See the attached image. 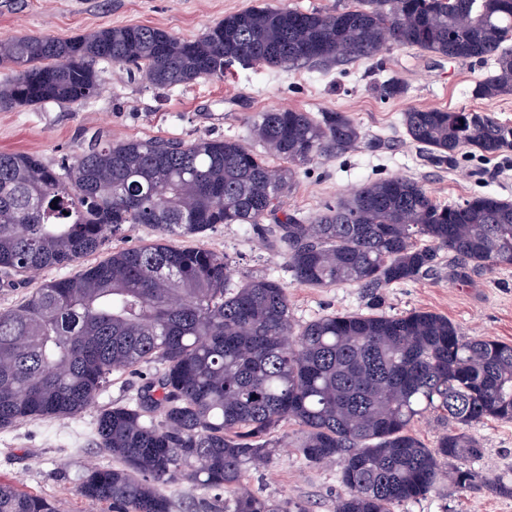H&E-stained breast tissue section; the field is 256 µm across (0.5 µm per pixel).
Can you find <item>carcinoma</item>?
I'll return each mask as SVG.
<instances>
[{
  "mask_svg": "<svg viewBox=\"0 0 512 512\" xmlns=\"http://www.w3.org/2000/svg\"><path fill=\"white\" fill-rule=\"evenodd\" d=\"M511 35L512 0H353L312 12L256 6L194 39L149 25L68 40L1 36L0 66L16 75L0 84V111L83 104L100 88V61L132 65L163 89L220 78L233 63L356 61L392 44L494 59L474 89L494 99L512 94V52L503 49ZM402 123L438 164L465 148L493 156L512 147V126L482 111L414 108ZM251 131L259 151L234 138L98 135L59 168L0 152V280L27 282L136 224L158 231L0 312V429L79 416L112 375L156 365L128 402L96 419L97 443L117 466L87 468L77 491L109 512H171L160 487L180 482L231 493L224 512H305L242 489L279 447L284 421L302 428L295 448L307 462L340 458L335 512H393L435 488L441 462L481 454L470 426L512 420V344L466 338L421 310L332 313L297 327L279 280L233 285L227 257L172 244L216 224L260 230L274 216L293 280L375 295L434 271L441 250L474 267H512V203L480 195L443 205L419 183L390 177L308 224L281 212L295 167L358 146L361 129L343 112L274 108L256 113ZM269 154L285 165L271 167ZM422 238L430 245L418 246ZM428 411L448 422L434 448L411 429ZM456 483L474 489L480 480L459 467ZM0 512L56 509L0 482Z\"/></svg>",
  "mask_w": 512,
  "mask_h": 512,
  "instance_id": "1",
  "label": "carcinoma"
}]
</instances>
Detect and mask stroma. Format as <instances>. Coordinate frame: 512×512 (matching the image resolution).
Instances as JSON below:
<instances>
[{
	"instance_id": "obj_1",
	"label": "stroma",
	"mask_w": 512,
	"mask_h": 512,
	"mask_svg": "<svg viewBox=\"0 0 512 512\" xmlns=\"http://www.w3.org/2000/svg\"><path fill=\"white\" fill-rule=\"evenodd\" d=\"M336 0H0V36L70 39L104 27L150 25L192 39L225 14L252 6H288L303 12L335 6ZM99 94L81 105L46 103L0 111V151L41 155L58 166L76 156L95 134L112 140L165 138H250V120L271 108H297L313 115L343 112L362 129L367 142L330 159L299 166L282 209L314 220L327 205L381 177H405L422 185L443 204L476 195L512 202V148L494 157L469 149L451 165L434 163L402 125L411 108L475 109L512 125V95L493 100L473 94L476 84L495 69L493 60H455L414 48L394 46L371 59L335 64L310 63L290 69L226 67L223 77L158 89L146 86L125 68L98 65ZM402 82L400 96L388 97L382 84ZM228 256L234 280L273 277L287 288L290 314L302 324L332 312L396 315L422 310L448 317L463 336H490L512 344V267L464 266L440 252L437 268L418 278L380 289L370 296L354 285L317 288L296 283L287 258L273 235L257 236L240 224H219L186 239ZM139 384L138 375L113 376L84 414L74 418L30 420L0 429V481L51 499L58 512H102L82 500L78 478L86 466H111L98 447L94 423L100 410L126 403ZM481 444L480 455L467 461L482 488L465 490L453 479L455 463H444L434 490L425 498L401 504L394 512H512V496L492 491V484H512V421H487L470 427ZM285 443L269 462L252 469L246 489L276 503L301 505L306 512H334L343 493L341 462L318 464L294 449L301 429L278 428ZM172 512H216L221 491L189 484L168 486Z\"/></svg>"
}]
</instances>
